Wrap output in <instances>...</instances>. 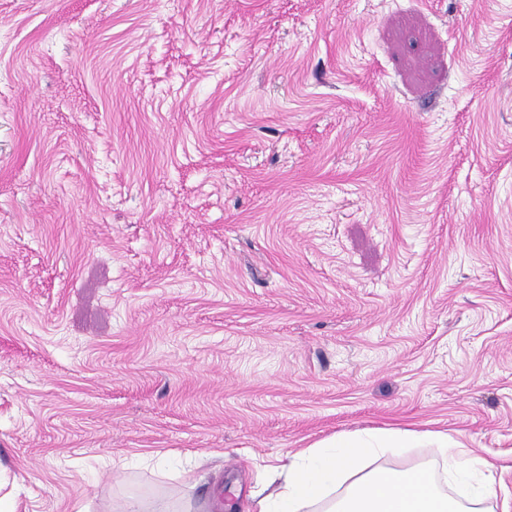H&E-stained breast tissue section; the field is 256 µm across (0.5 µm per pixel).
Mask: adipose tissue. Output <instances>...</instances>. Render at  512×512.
<instances>
[{"mask_svg":"<svg viewBox=\"0 0 512 512\" xmlns=\"http://www.w3.org/2000/svg\"><path fill=\"white\" fill-rule=\"evenodd\" d=\"M426 447L441 475L381 462L385 455ZM490 470L487 460L442 430L342 432L283 453L270 469L275 491L253 499L248 512H479L486 500H512V491L497 488Z\"/></svg>","mask_w":512,"mask_h":512,"instance_id":"obj_1","label":"adipose tissue"}]
</instances>
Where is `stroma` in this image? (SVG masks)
I'll return each mask as SVG.
<instances>
[{"label": "stroma", "instance_id": "1", "mask_svg": "<svg viewBox=\"0 0 512 512\" xmlns=\"http://www.w3.org/2000/svg\"><path fill=\"white\" fill-rule=\"evenodd\" d=\"M391 426L512 490V0H0V498Z\"/></svg>", "mask_w": 512, "mask_h": 512}]
</instances>
